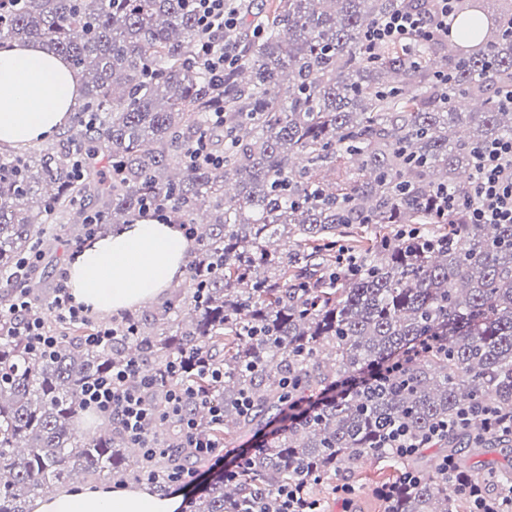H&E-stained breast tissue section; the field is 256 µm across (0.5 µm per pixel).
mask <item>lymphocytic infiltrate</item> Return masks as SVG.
<instances>
[{"label":"lymphocytic infiltrate","instance_id":"1","mask_svg":"<svg viewBox=\"0 0 512 512\" xmlns=\"http://www.w3.org/2000/svg\"><path fill=\"white\" fill-rule=\"evenodd\" d=\"M195 18L199 27L208 35L201 44L198 58L214 82H222L224 70L233 66L236 57L225 40L228 31L237 28L239 17L228 7L229 0H193ZM437 13L433 20L410 11H396L366 32L363 50L373 53L387 43L411 48L421 37H442L448 33V19L455 12L457 0H437ZM475 181L473 195L460 199L448 191H438L434 205L443 215H461L468 224H512V139H495L485 143L475 157ZM136 360H129L122 368L98 377L83 392V406L103 417H117L131 443L144 448L146 454L157 453L159 446L153 443L148 431L159 421L171 422L174 433L183 447L193 449L209 463L210 473L228 474L241 469L248 457L247 450H225L223 444L203 439L197 432L193 418L183 413L185 405L198 394L192 386L181 384L166 393L163 409H155L145 396L154 388L158 379L142 376L141 384L129 386L128 379L138 373ZM470 422L469 408L458 410L455 418L441 420L419 437L409 436L402 427L386 428L380 437L382 447L392 449L405 457L422 448L433 447L444 438L449 429L465 427ZM441 471L454 480L457 492L467 499L471 512H512V487L496 499H486L481 488L460 479L453 459L444 458Z\"/></svg>","mask_w":512,"mask_h":512}]
</instances>
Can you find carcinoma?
I'll use <instances>...</instances> for the list:
<instances>
[{
  "mask_svg": "<svg viewBox=\"0 0 512 512\" xmlns=\"http://www.w3.org/2000/svg\"><path fill=\"white\" fill-rule=\"evenodd\" d=\"M433 0H274L231 7L245 23L229 33L239 62L212 84L197 60L204 34L189 0H0V44L42 41L83 76L84 102L59 140L35 152L0 154V310L29 293L36 266L16 262L59 230L126 224L148 197L190 224L198 244L190 284L144 316L136 335L90 348L61 333L52 354L31 353L26 337L0 332V512H29L50 485L107 474L138 482L152 474L164 493L169 476L205 459L155 427L165 451L144 461L125 454L119 422L86 440L73 427L83 386L134 358L158 376L174 357L203 356L224 383L188 370L166 379L149 402L163 407L171 386L188 383L224 410L216 424L186 405L201 432L221 441L260 435L283 415L288 381L301 393L333 387L384 363L424 336L443 347L411 359L401 373L371 380L296 421L250 453L246 466L214 478L190 512H283L279 488L355 474L379 446L382 426L421 434L460 407L512 413V224H463L438 217L439 189L473 187L474 156L488 141L512 137V107L489 88L512 84V0H459L448 38H422L413 58L387 45L367 58L366 31L396 10H434ZM262 32L255 34L253 29ZM448 67V87L434 73ZM478 103L462 110L453 98ZM224 107V128L209 113ZM95 125L87 127L89 119ZM223 165H190L201 137ZM88 154L75 176L76 147ZM349 166L329 181L324 171ZM417 227L409 244L397 232ZM361 271L333 280L337 239ZM211 262L215 271L199 285ZM249 408L239 406L241 396ZM471 426L439 444L477 481L468 458L486 448L512 456V433ZM425 449L393 458L420 481L399 480L383 512H459L448 476L425 473ZM512 483L495 469L493 498Z\"/></svg>",
  "mask_w": 512,
  "mask_h": 512,
  "instance_id": "cac0c4a2",
  "label": "carcinoma"
}]
</instances>
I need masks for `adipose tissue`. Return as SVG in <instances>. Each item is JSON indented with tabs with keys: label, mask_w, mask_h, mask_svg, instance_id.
Segmentation results:
<instances>
[{
	"label": "adipose tissue",
	"mask_w": 512,
	"mask_h": 512,
	"mask_svg": "<svg viewBox=\"0 0 512 512\" xmlns=\"http://www.w3.org/2000/svg\"><path fill=\"white\" fill-rule=\"evenodd\" d=\"M82 76L42 42L0 45V146H35L67 127L80 105ZM192 242L179 225L153 218L111 229L70 261L76 301L108 317L160 297L183 277ZM177 495L105 483L66 487L34 501L32 512H179Z\"/></svg>",
	"instance_id": "adipose-tissue-1"
}]
</instances>
